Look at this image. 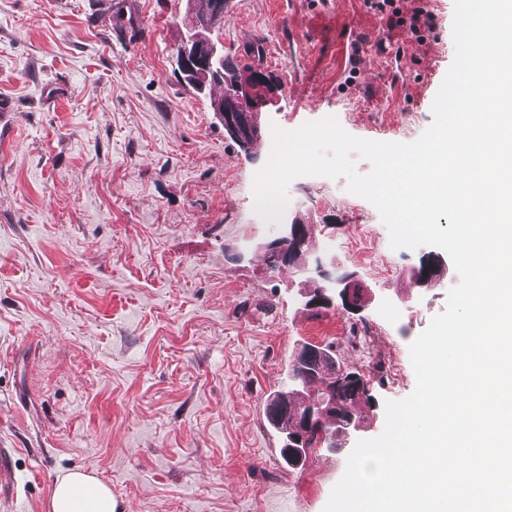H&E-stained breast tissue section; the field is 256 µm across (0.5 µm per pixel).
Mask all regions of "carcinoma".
I'll list each match as a JSON object with an SVG mask.
<instances>
[{
  "mask_svg": "<svg viewBox=\"0 0 512 512\" xmlns=\"http://www.w3.org/2000/svg\"><path fill=\"white\" fill-rule=\"evenodd\" d=\"M212 28L191 25L187 31V37L202 35L205 40L217 47V54L213 59V68L209 70L211 79L202 83V78L196 81L188 80L186 84L195 92H202L200 85H222L224 96H229L231 85L228 82L216 81L212 75L220 72H229L235 68L232 61L224 56V46L219 40L211 37ZM303 349L310 355V370H305L295 363L288 367V383L267 399L264 405V415L267 422L277 430L282 438H289L295 434L298 417L305 415L308 400L314 386H320L321 390H330L333 393L334 406L331 412L316 418L306 431V439L302 445L293 446V451H286V446H281L280 454L288 467L296 468L304 464L309 451L322 445L326 448H340L344 444L346 431L349 429L350 420L359 419V404L369 400L367 382L358 383L348 380L352 366L339 361L333 350L329 347H319L306 343Z\"/></svg>",
  "mask_w": 512,
  "mask_h": 512,
  "instance_id": "1",
  "label": "carcinoma"
}]
</instances>
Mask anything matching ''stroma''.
Wrapping results in <instances>:
<instances>
[{"label": "stroma", "mask_w": 512, "mask_h": 512, "mask_svg": "<svg viewBox=\"0 0 512 512\" xmlns=\"http://www.w3.org/2000/svg\"><path fill=\"white\" fill-rule=\"evenodd\" d=\"M139 2L137 28L117 35L116 0H0V99L13 105L0 132V450L15 475L0 512H47L55 479L79 468L125 512H323L348 449L288 468L266 399L301 345L333 342L367 379L356 437L379 436L385 401L415 388L409 348L459 275L413 288L422 248L392 249L345 178L299 177L289 218L376 297L360 318L306 309L292 269L265 271L278 228L256 212L253 180L272 133L244 153L209 94L180 79L187 0ZM228 2L225 55L271 80L262 125L333 116L399 143L430 126L454 0H394L403 17L423 10L416 35L369 0ZM361 224L376 262L353 244Z\"/></svg>", "instance_id": "1"}]
</instances>
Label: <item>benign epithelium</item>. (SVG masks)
Returning <instances> with one entry per match:
<instances>
[{"label":"benign epithelium","mask_w":512,"mask_h":512,"mask_svg":"<svg viewBox=\"0 0 512 512\" xmlns=\"http://www.w3.org/2000/svg\"><path fill=\"white\" fill-rule=\"evenodd\" d=\"M178 54L183 73L192 67L206 72L212 65V53L201 41H182ZM232 90L226 101L214 105L215 114L224 126V133L234 140L247 154L251 153V141L262 134L260 109L265 100L255 94L263 88L269 78L260 70L252 69L245 74L233 72ZM307 225L297 220L287 221L279 226L278 235L264 243L262 249L270 258L266 272L288 266L295 270L306 286L302 303L311 310L328 309L359 316L372 299V293L365 288L357 276L341 272L328 262L320 249L310 244ZM446 266L443 257L431 254L423 261V268L413 269V285L427 288L435 283L438 266Z\"/></svg>","instance_id":"7a95c632"}]
</instances>
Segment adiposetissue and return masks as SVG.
<instances>
[{
	"mask_svg": "<svg viewBox=\"0 0 512 512\" xmlns=\"http://www.w3.org/2000/svg\"><path fill=\"white\" fill-rule=\"evenodd\" d=\"M47 512H118V503L96 475L75 470L56 478Z\"/></svg>",
	"mask_w": 512,
	"mask_h": 512,
	"instance_id": "adipose-tissue-1",
	"label": "adipose tissue"
}]
</instances>
